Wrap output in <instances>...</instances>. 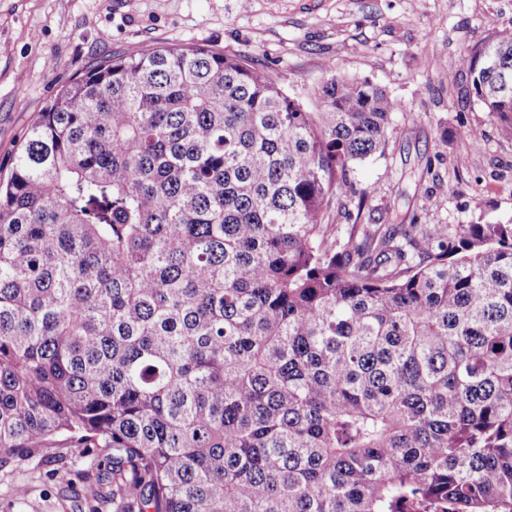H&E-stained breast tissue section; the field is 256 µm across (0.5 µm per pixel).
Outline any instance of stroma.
I'll list each match as a JSON object with an SVG mask.
<instances>
[{"label":"stroma","instance_id":"stroma-1","mask_svg":"<svg viewBox=\"0 0 512 512\" xmlns=\"http://www.w3.org/2000/svg\"><path fill=\"white\" fill-rule=\"evenodd\" d=\"M506 26L512 0H0V176L39 112L93 66L201 45L280 76L310 105L332 73L385 88L388 146L351 175L352 222L512 220V121L486 111L461 65ZM104 509L76 468L37 457L0 467V512Z\"/></svg>","mask_w":512,"mask_h":512}]
</instances>
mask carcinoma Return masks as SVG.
Segmentation results:
<instances>
[{
    "label": "carcinoma",
    "instance_id": "cac0c4a2",
    "mask_svg": "<svg viewBox=\"0 0 512 512\" xmlns=\"http://www.w3.org/2000/svg\"><path fill=\"white\" fill-rule=\"evenodd\" d=\"M512 114V27L464 54ZM392 103L204 47L62 89L0 180V466L114 512H512V222L342 224Z\"/></svg>",
    "mask_w": 512,
    "mask_h": 512
}]
</instances>
